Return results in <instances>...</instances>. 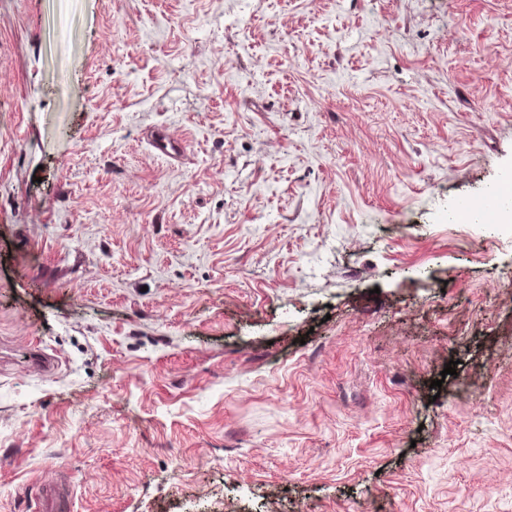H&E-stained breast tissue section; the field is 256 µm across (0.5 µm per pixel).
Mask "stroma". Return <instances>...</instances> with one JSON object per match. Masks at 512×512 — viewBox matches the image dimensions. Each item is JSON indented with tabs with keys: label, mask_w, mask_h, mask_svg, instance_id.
I'll return each mask as SVG.
<instances>
[{
	"label": "stroma",
	"mask_w": 512,
	"mask_h": 512,
	"mask_svg": "<svg viewBox=\"0 0 512 512\" xmlns=\"http://www.w3.org/2000/svg\"><path fill=\"white\" fill-rule=\"evenodd\" d=\"M511 179L512 0H0V512H512ZM150 141L151 146L159 155L176 161H180L185 156L184 145L174 138L157 133L151 136ZM499 204L500 201L497 197L472 200L467 204L466 211L479 214L481 219H483L487 223L498 224L503 210V208H501L498 213ZM497 213V221L493 223L496 219Z\"/></svg>",
	"instance_id": "1"
}]
</instances>
